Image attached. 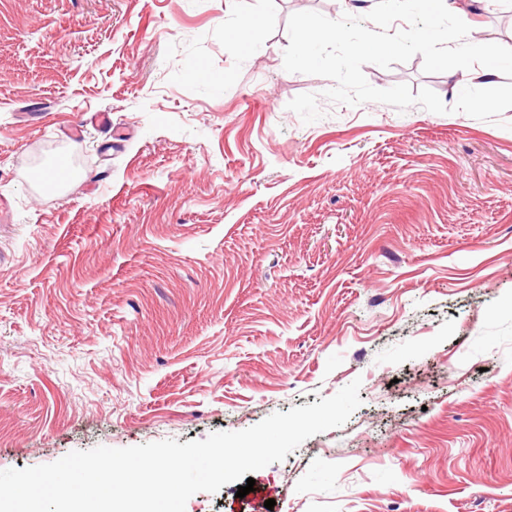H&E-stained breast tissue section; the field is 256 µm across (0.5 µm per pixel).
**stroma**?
Segmentation results:
<instances>
[{
    "instance_id": "obj_1",
    "label": "stroma",
    "mask_w": 512,
    "mask_h": 512,
    "mask_svg": "<svg viewBox=\"0 0 512 512\" xmlns=\"http://www.w3.org/2000/svg\"><path fill=\"white\" fill-rule=\"evenodd\" d=\"M466 8L467 42L512 43V0ZM306 10L344 6L0 0V470L357 379L343 426L185 512H512V109L333 103L283 68ZM363 73L458 98L419 55ZM91 112L111 133L71 136Z\"/></svg>"
}]
</instances>
